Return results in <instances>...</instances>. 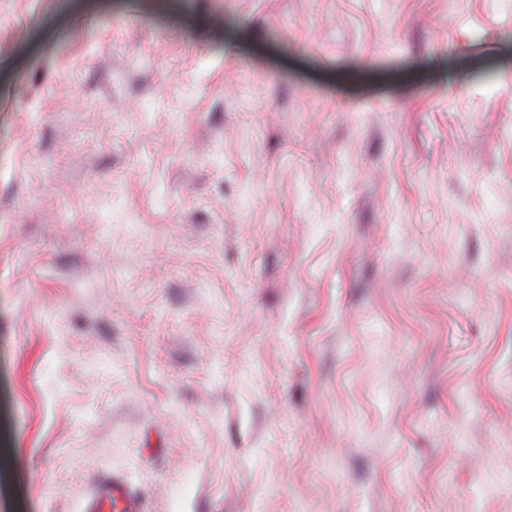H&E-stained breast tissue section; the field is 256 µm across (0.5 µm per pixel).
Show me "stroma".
Segmentation results:
<instances>
[{
  "mask_svg": "<svg viewBox=\"0 0 512 512\" xmlns=\"http://www.w3.org/2000/svg\"><path fill=\"white\" fill-rule=\"evenodd\" d=\"M0 512H512V0H0ZM83 512H147L144 497L134 493L124 477L112 475L97 483L95 494L89 498Z\"/></svg>",
  "mask_w": 512,
  "mask_h": 512,
  "instance_id": "stroma-1",
  "label": "stroma"
}]
</instances>
